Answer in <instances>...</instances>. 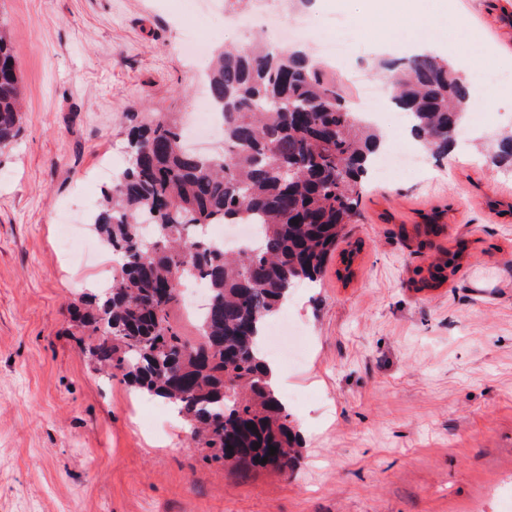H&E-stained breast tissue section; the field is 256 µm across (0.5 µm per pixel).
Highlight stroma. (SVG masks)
Returning a JSON list of instances; mask_svg holds the SVG:
<instances>
[{
	"label": "stroma",
	"instance_id": "1",
	"mask_svg": "<svg viewBox=\"0 0 512 512\" xmlns=\"http://www.w3.org/2000/svg\"><path fill=\"white\" fill-rule=\"evenodd\" d=\"M351 46L346 102L379 82L387 52L354 9L271 0ZM423 34L476 83L512 63V0H427ZM464 17L448 29L444 10ZM24 110L0 154V512H499L512 495V170L476 138L512 125V103L468 120L456 149L420 172L372 182L316 286L281 313L307 330L304 362L283 367L304 438L292 475L206 461L158 399L97 371L69 308L111 267L57 253L60 204L104 154L125 153L132 114L190 115L205 87L180 52L186 30L245 44L180 0H0ZM442 214L436 236L416 235ZM468 250L441 287L416 288L440 251ZM354 250L349 280L341 254Z\"/></svg>",
	"mask_w": 512,
	"mask_h": 512
}]
</instances>
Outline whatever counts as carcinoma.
Segmentation results:
<instances>
[{"instance_id":"obj_1","label":"carcinoma","mask_w":512,"mask_h":512,"mask_svg":"<svg viewBox=\"0 0 512 512\" xmlns=\"http://www.w3.org/2000/svg\"><path fill=\"white\" fill-rule=\"evenodd\" d=\"M381 68L422 150L447 155L453 126L471 106L467 81L432 52ZM206 79L224 119V151L188 150L174 112L127 127L126 166L91 219L120 261L112 283L72 318L95 337L89 354L99 370L177 409L190 446L224 465L286 474L302 439L263 375L265 328L292 288L317 283L358 214L381 137L343 103L335 69L260 36L245 49L213 51ZM22 99L0 21V152L15 141ZM489 149L491 160L511 162L512 133ZM211 224H255L259 232L229 251L205 234ZM466 248L459 241L422 287L455 272ZM186 278L209 292L195 342L170 318Z\"/></svg>"}]
</instances>
